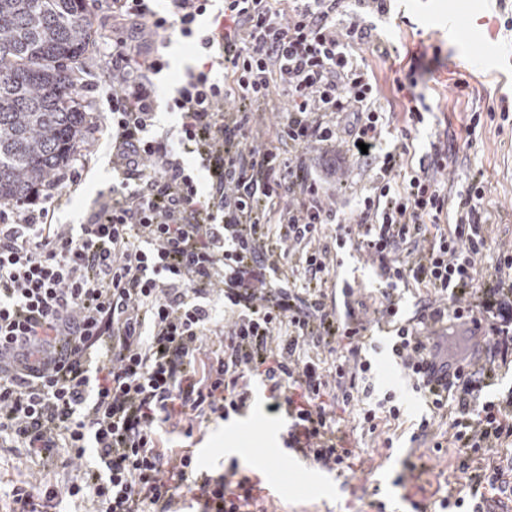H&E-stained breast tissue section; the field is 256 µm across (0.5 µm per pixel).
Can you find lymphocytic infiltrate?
<instances>
[{"mask_svg":"<svg viewBox=\"0 0 512 512\" xmlns=\"http://www.w3.org/2000/svg\"><path fill=\"white\" fill-rule=\"evenodd\" d=\"M391 0H112V85L105 147L113 182L83 224H57L61 192L76 191L88 162L50 187L39 207L0 224V445L29 464L91 456L64 485L13 493V512H247L256 483L238 466L200 476L193 453L165 439L250 405L251 377L266 410H287L288 437L328 472L352 470L355 452L337 409L368 396V433L407 409L376 394L362 358L367 328L354 306L326 301L333 249L355 245L375 269L392 321L389 351L423 400L413 440L452 444L473 487L506 491L492 451L512 441V391L489 398L493 371L512 365V246L494 270L485 183L449 194L438 178L455 146L432 145L410 163L427 120L409 68L394 80L409 106L393 124L377 82L351 49L377 45L373 16ZM191 40L196 66L160 99L172 32ZM288 112L275 144L254 134L275 95ZM173 132L151 130L159 109ZM194 166H186L185 156ZM370 172L354 223L341 221L329 186L348 166ZM430 290L412 315L397 288ZM483 340V363L441 353L437 330ZM212 344H205V337ZM333 363L302 354L307 340ZM446 441L433 440L437 422Z\"/></svg>","mask_w":512,"mask_h":512,"instance_id":"f902f5d3","label":"lymphocytic infiltrate"}]
</instances>
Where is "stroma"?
<instances>
[{
	"instance_id": "obj_1",
	"label": "stroma",
	"mask_w": 512,
	"mask_h": 512,
	"mask_svg": "<svg viewBox=\"0 0 512 512\" xmlns=\"http://www.w3.org/2000/svg\"><path fill=\"white\" fill-rule=\"evenodd\" d=\"M89 15L97 39L96 47L83 66L77 100L93 112L96 122L87 130V143L104 133L108 105L98 92L110 77L107 56L112 49V0H89ZM512 18V0H396L389 18L377 20L383 40L394 53L383 56L369 47L359 54L378 80V107L401 122L406 99L394 89L399 68L409 67L414 56L434 58L433 73L424 92L425 102L434 111L427 128L417 133L412 157L430 149L433 132L465 137L468 113L499 106L501 99L512 102V29L505 25ZM462 22L466 31L454 33L449 21ZM466 74L469 89L459 91L455 81ZM89 173L77 192L56 211L59 224L84 222L98 191L112 184V171L101 154H89ZM483 174L485 206L491 214L488 233L491 248L478 268L492 272L499 246L512 244V124L504 128L486 126L472 147L456 152L443 180L449 191H457L475 174ZM334 274L360 282L356 298L361 302L363 320L374 328L381 296L375 288L376 275L365 256L355 248L339 255ZM380 344L388 336L376 332ZM376 369L373 382L377 390L396 393L420 416L419 397L387 352L370 356ZM267 391L254 382L250 408L227 421L202 425L192 439H173L174 447L190 448L200 469L216 471L230 462L255 477L259 487H272L271 496L260 497L259 512H375V500H383L399 512H413L422 503L427 512H440V501L450 488H464L467 476L459 468V451L449 447L435 452L423 441H412L410 423L385 422L381 432L370 435L361 427L359 407L340 415V429L357 460L348 481L341 482L324 470L302 459L283 460L286 420L265 409ZM392 446H385V439ZM73 470L60 465L48 468L29 465L21 448L0 447V512H11L12 491L33 485L63 484Z\"/></svg>"
}]
</instances>
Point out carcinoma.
<instances>
[{
  "instance_id": "carcinoma-1",
  "label": "carcinoma",
  "mask_w": 512,
  "mask_h": 512,
  "mask_svg": "<svg viewBox=\"0 0 512 512\" xmlns=\"http://www.w3.org/2000/svg\"><path fill=\"white\" fill-rule=\"evenodd\" d=\"M93 46L87 0H0V204L54 184L84 150L74 64Z\"/></svg>"
}]
</instances>
